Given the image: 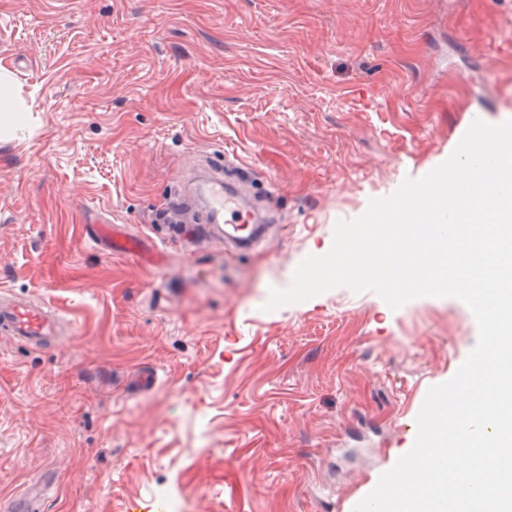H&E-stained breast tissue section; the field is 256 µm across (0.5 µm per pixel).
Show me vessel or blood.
<instances>
[{"mask_svg": "<svg viewBox=\"0 0 512 512\" xmlns=\"http://www.w3.org/2000/svg\"><path fill=\"white\" fill-rule=\"evenodd\" d=\"M256 171L245 163L216 160L207 171L188 184L176 187L167 199L164 223L173 227L174 240L185 239V225L196 224L199 235L207 239L223 238L226 249L236 253L254 251L264 234L258 216L246 206V191L252 188ZM94 241L106 251L133 259L150 260L142 237L116 230L108 224H95ZM68 319L48 306L0 292V334L17 342L40 348L48 345L63 328ZM157 373L142 367L129 374L123 381L126 389L146 391L154 387Z\"/></svg>", "mask_w": 512, "mask_h": 512, "instance_id": "1", "label": "vessel or blood"}]
</instances>
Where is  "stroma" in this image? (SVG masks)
Wrapping results in <instances>:
<instances>
[{
  "mask_svg": "<svg viewBox=\"0 0 512 512\" xmlns=\"http://www.w3.org/2000/svg\"><path fill=\"white\" fill-rule=\"evenodd\" d=\"M0 0V69L27 107L0 138V291L72 322L55 345L0 337V504L57 481L37 512H352L407 453L429 388L479 331L460 299L391 309L344 286L269 311L271 288L444 162L465 104L512 120L485 50L512 0ZM252 164L281 223L261 251H184L153 209L193 166ZM149 236L115 256L86 216ZM159 374L131 394L123 375Z\"/></svg>",
  "mask_w": 512,
  "mask_h": 512,
  "instance_id": "35a3bbf8",
  "label": "stroma"
}]
</instances>
